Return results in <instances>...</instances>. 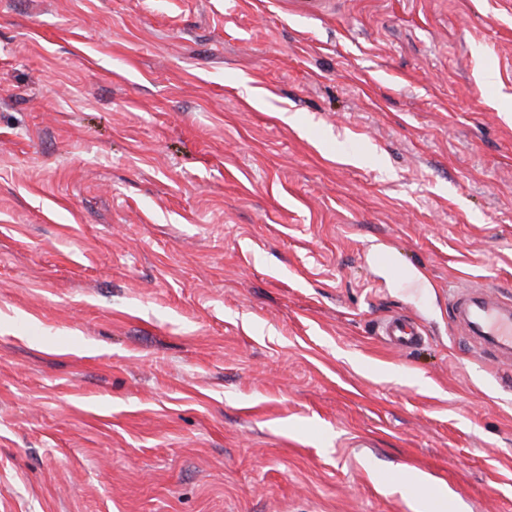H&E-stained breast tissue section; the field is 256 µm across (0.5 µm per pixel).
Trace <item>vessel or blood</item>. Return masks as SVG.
I'll use <instances>...</instances> for the list:
<instances>
[{
    "label": "vessel or blood",
    "instance_id": "1",
    "mask_svg": "<svg viewBox=\"0 0 512 512\" xmlns=\"http://www.w3.org/2000/svg\"><path fill=\"white\" fill-rule=\"evenodd\" d=\"M449 293L460 328L475 329L498 351L512 350V305L486 289L456 285ZM379 330L381 336L400 349L412 348L422 336L421 326L402 315L385 319Z\"/></svg>",
    "mask_w": 512,
    "mask_h": 512
}]
</instances>
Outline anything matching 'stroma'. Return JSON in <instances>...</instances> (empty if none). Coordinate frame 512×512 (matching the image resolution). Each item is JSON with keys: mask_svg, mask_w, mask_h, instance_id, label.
I'll use <instances>...</instances> for the list:
<instances>
[{"mask_svg": "<svg viewBox=\"0 0 512 512\" xmlns=\"http://www.w3.org/2000/svg\"><path fill=\"white\" fill-rule=\"evenodd\" d=\"M452 281L512 302V0H0V512H512ZM380 336L399 349H410L422 336V328L414 320L394 315L385 319L380 327Z\"/></svg>", "mask_w": 512, "mask_h": 512, "instance_id": "obj_1", "label": "stroma"}]
</instances>
